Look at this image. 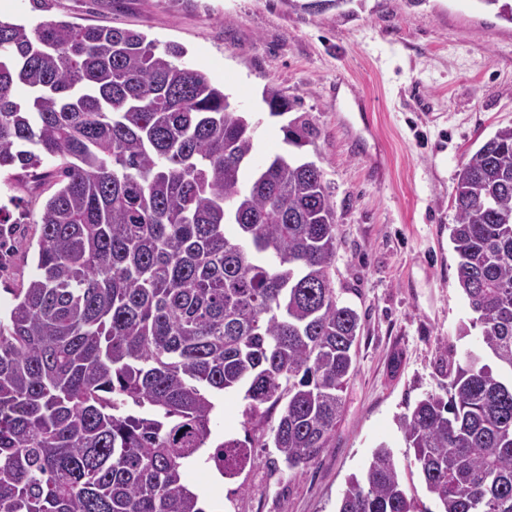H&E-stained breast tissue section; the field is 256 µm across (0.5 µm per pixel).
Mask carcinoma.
<instances>
[{
    "instance_id": "obj_1",
    "label": "carcinoma",
    "mask_w": 512,
    "mask_h": 512,
    "mask_svg": "<svg viewBox=\"0 0 512 512\" xmlns=\"http://www.w3.org/2000/svg\"><path fill=\"white\" fill-rule=\"evenodd\" d=\"M478 2L512 24L509 0ZM185 54L112 26L0 19V170L57 185L37 274L0 319V512H205L185 472L229 391L288 469L331 447L359 315L333 287L323 174L254 162L247 117ZM264 102L288 110L273 86ZM454 207L480 337L401 429L438 512H512V125L461 164ZM205 462L233 478L255 458L229 438ZM336 512L429 510L382 444Z\"/></svg>"
}]
</instances>
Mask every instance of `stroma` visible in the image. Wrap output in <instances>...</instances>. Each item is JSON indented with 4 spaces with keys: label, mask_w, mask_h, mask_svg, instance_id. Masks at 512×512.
Returning a JSON list of instances; mask_svg holds the SVG:
<instances>
[{
    "label": "stroma",
    "mask_w": 512,
    "mask_h": 512,
    "mask_svg": "<svg viewBox=\"0 0 512 512\" xmlns=\"http://www.w3.org/2000/svg\"><path fill=\"white\" fill-rule=\"evenodd\" d=\"M0 0V16L133 29L183 46L185 65L207 73L254 127L256 160L286 151V126L306 122L296 155L323 172L337 224L336 293L361 318L357 371L344 393L332 446L288 470L271 448L232 479L208 464L188 469L210 512H336L350 475L379 444L393 449L421 507V482L398 420L448 383L444 347L463 359L480 334L458 286L450 241L456 174L480 145L512 125V24L478 0ZM289 109L273 117L267 86ZM53 193L6 187L15 220L0 248V313L36 273L35 220ZM212 441L244 439L246 402L215 399Z\"/></svg>",
    "instance_id": "1"
}]
</instances>
